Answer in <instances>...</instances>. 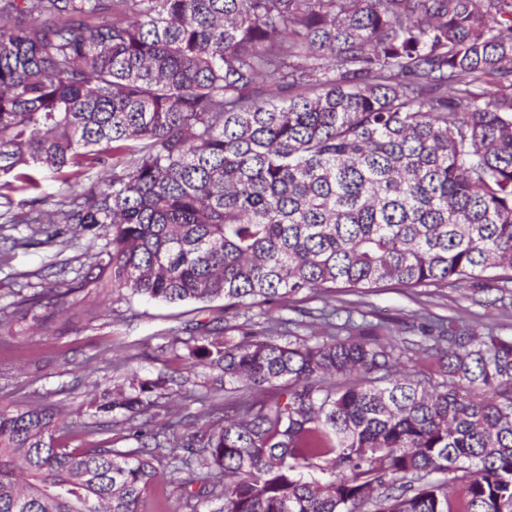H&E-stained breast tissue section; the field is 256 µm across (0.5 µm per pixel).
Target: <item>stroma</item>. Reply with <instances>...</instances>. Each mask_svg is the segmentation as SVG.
I'll list each match as a JSON object with an SVG mask.
<instances>
[{"instance_id": "35a3bbf8", "label": "stroma", "mask_w": 512, "mask_h": 512, "mask_svg": "<svg viewBox=\"0 0 512 512\" xmlns=\"http://www.w3.org/2000/svg\"><path fill=\"white\" fill-rule=\"evenodd\" d=\"M95 178L92 170L70 178L42 174L38 189L13 192L11 199L18 203L79 192ZM27 234L23 224L0 229V248L10 252L8 264L0 265V308L14 301L16 291L29 294L43 288L39 273L51 263L67 264L66 279L73 292L65 310L38 306L0 326V408L52 402L72 424L62 438L68 447L132 448L136 442L123 422L108 419L99 432H85L83 425L91 420L90 401L133 375L142 381L163 374L184 375L187 383L170 385L159 403L177 406L187 422H197L203 411L199 396L211 390L215 372L203 366L187 369V349L173 343L170 331L199 323L224 327L223 300L164 304L120 297L113 293L109 275L87 280L79 269L86 252L94 262L107 266L105 239L13 246V239ZM334 299L337 323L353 317L355 322L377 326L380 336L400 346L415 341L417 325L429 315L449 317L482 334L512 336V282L486 289L461 283L419 288L383 283L358 295L339 291ZM322 306V297L312 294L301 302L271 304L263 311L239 315L235 323L249 329L266 316L280 315L292 319V336L312 343L325 333L316 318ZM182 501L178 483L164 472L143 494L139 512H183Z\"/></svg>"}]
</instances>
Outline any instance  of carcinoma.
Returning <instances> with one entry per match:
<instances>
[{"label": "carcinoma", "mask_w": 512, "mask_h": 512, "mask_svg": "<svg viewBox=\"0 0 512 512\" xmlns=\"http://www.w3.org/2000/svg\"><path fill=\"white\" fill-rule=\"evenodd\" d=\"M105 13L112 19L103 20ZM48 242L107 239L112 287L238 315L385 282L512 270V0H0V198ZM68 283L24 296L63 308ZM222 371L190 430L96 404L134 448H67L46 402L0 410V512H139L176 463L185 512H512V336L421 324L435 375L368 329L280 343L194 327ZM70 171L63 174H34L39 181L38 189L18 190L10 193L13 201L12 210H18V203L25 200H30L34 197L57 196L62 193L68 192H81L85 186L96 179L97 170H87L79 175L67 177Z\"/></svg>", "instance_id": "1"}]
</instances>
